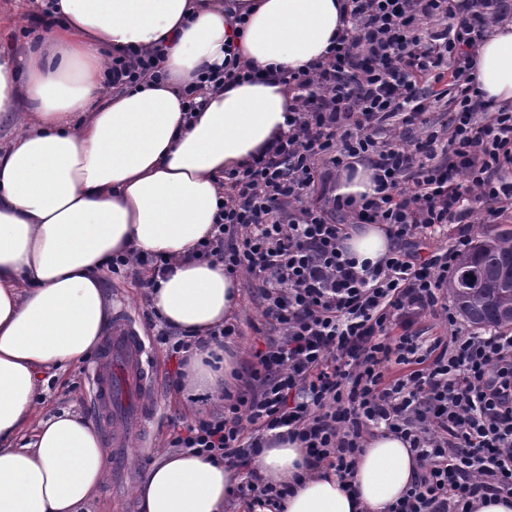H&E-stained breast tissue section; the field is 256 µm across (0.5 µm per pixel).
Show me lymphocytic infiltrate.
Returning a JSON list of instances; mask_svg holds the SVG:
<instances>
[{
	"instance_id": "f902f5d3",
	"label": "lymphocytic infiltrate",
	"mask_w": 512,
	"mask_h": 512,
	"mask_svg": "<svg viewBox=\"0 0 512 512\" xmlns=\"http://www.w3.org/2000/svg\"><path fill=\"white\" fill-rule=\"evenodd\" d=\"M346 2L326 60L285 76L287 133L225 172L196 250L250 277L273 334L221 409L183 422L170 445L240 471L246 512H279L287 485L252 465L270 432L346 482L365 434L382 427L422 466L391 512H472L479 495H512V332L460 333L442 290L473 243L472 217L512 212V107L481 99L471 73L492 13H511L512 0ZM442 101L451 111L437 130L429 114ZM354 158L376 184L357 204L333 194ZM355 224L385 225L393 246L377 264L346 251ZM438 312L450 334L416 336ZM234 333L160 330L169 386H181L192 349Z\"/></svg>"
}]
</instances>
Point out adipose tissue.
<instances>
[{"mask_svg":"<svg viewBox=\"0 0 512 512\" xmlns=\"http://www.w3.org/2000/svg\"><path fill=\"white\" fill-rule=\"evenodd\" d=\"M52 18L23 56L0 51V111L22 103L26 129L0 149V512H89L105 481L101 441L64 411L37 417L40 377L79 364L110 326L100 271L118 254H162L173 269L152 303L165 323L206 335L238 305L237 277L194 259L210 234L224 174L281 133V76L324 61L345 0H44ZM161 50L164 79L108 84L115 58ZM258 71L218 90L198 75L227 53ZM484 99L512 104V22L495 25L473 69ZM195 100L187 110V100ZM377 263L389 242L361 224L344 242ZM189 359L185 384L220 393L232 357ZM299 444L269 439L259 474L288 483L281 512H390L421 463L389 432L367 438L344 490L306 470ZM238 478L222 461L160 453L134 489L139 512H224Z\"/></svg>","mask_w":512,"mask_h":512,"instance_id":"obj_1","label":"adipose tissue"}]
</instances>
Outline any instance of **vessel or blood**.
<instances>
[{
	"label": "vessel or blood",
	"instance_id": "1",
	"mask_svg": "<svg viewBox=\"0 0 512 512\" xmlns=\"http://www.w3.org/2000/svg\"><path fill=\"white\" fill-rule=\"evenodd\" d=\"M155 354L137 323L117 312L98 361L89 369L91 405L112 458V475L121 477L124 451L138 441L156 408Z\"/></svg>",
	"mask_w": 512,
	"mask_h": 512
}]
</instances>
